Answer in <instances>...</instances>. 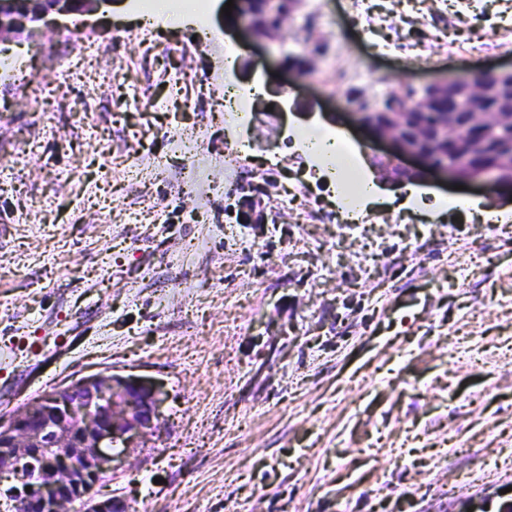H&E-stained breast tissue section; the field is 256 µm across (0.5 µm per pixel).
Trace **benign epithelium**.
I'll return each instance as SVG.
<instances>
[{
  "label": "benign epithelium",
  "instance_id": "7a95c632",
  "mask_svg": "<svg viewBox=\"0 0 512 512\" xmlns=\"http://www.w3.org/2000/svg\"><path fill=\"white\" fill-rule=\"evenodd\" d=\"M105 0H0V43L24 30L85 16ZM283 0H264L270 25L252 34L274 52L277 32L288 13ZM410 108L432 116L428 135L407 123L397 108L373 124L374 113L352 110L361 126L374 127L373 138L387 141L394 154L374 158L379 183L387 187L423 185L428 172L451 182L488 189L512 188V65L477 77L437 78L416 90ZM497 137L507 144L482 162L466 157L448 164L458 149H484ZM247 223H266L262 201L250 195ZM161 391L152 384L117 375L82 378L0 416V505L7 512H72L77 501L87 512H128L117 496L97 500L94 488L125 456L131 440L158 429Z\"/></svg>",
  "mask_w": 512,
  "mask_h": 512
}]
</instances>
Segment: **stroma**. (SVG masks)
Segmentation results:
<instances>
[{"instance_id": "35a3bbf8", "label": "stroma", "mask_w": 512, "mask_h": 512, "mask_svg": "<svg viewBox=\"0 0 512 512\" xmlns=\"http://www.w3.org/2000/svg\"><path fill=\"white\" fill-rule=\"evenodd\" d=\"M211 2L205 36H144L139 13L103 6L78 41L36 33L37 64L0 85V415L98 373L160 384V432L97 488L129 512H512V190L465 188L505 213L495 224L406 210L397 188L372 223L309 221L333 197L288 142L243 153L227 183L235 138L268 131L225 128L217 68L239 45L259 107L359 137L337 119L350 93L512 62V0H372L390 52L362 38L351 0H323L313 26L282 31L284 53L325 47L292 79ZM89 47L114 75L88 87L102 106L90 128L67 97L48 111L31 93L58 54ZM419 47L433 60L417 69ZM187 131L204 155L182 195ZM251 183L267 223L239 219Z\"/></svg>"}]
</instances>
